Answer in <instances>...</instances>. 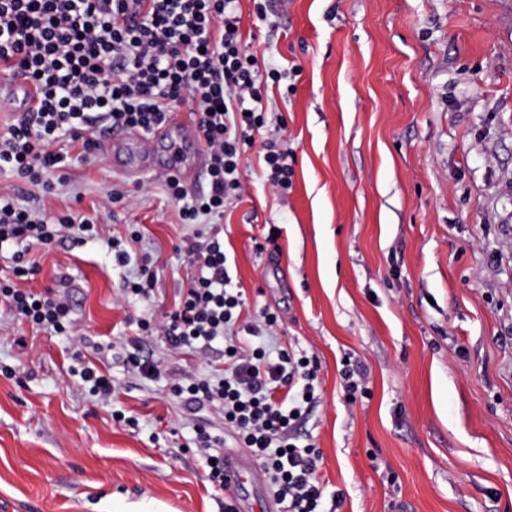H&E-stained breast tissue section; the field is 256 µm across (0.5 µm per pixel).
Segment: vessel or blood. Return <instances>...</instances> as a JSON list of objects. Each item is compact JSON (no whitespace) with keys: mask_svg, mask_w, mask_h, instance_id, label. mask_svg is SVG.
Returning <instances> with one entry per match:
<instances>
[{"mask_svg":"<svg viewBox=\"0 0 512 512\" xmlns=\"http://www.w3.org/2000/svg\"><path fill=\"white\" fill-rule=\"evenodd\" d=\"M15 112H27L34 106L33 90L23 75L11 73L0 77V105ZM167 141L173 159L167 166L170 173L189 180L205 167L206 156L200 148L197 123L193 116L169 119L153 134L145 135L134 130H115L105 137L113 172L131 178L145 170L144 160L158 141ZM249 467L242 453H231L225 461L227 486H238L247 475Z\"/></svg>","mask_w":512,"mask_h":512,"instance_id":"b4317fda","label":"vessel or blood"}]
</instances>
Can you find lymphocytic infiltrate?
Masks as SVG:
<instances>
[{"instance_id": "f902f5d3", "label": "lymphocytic infiltrate", "mask_w": 512, "mask_h": 512, "mask_svg": "<svg viewBox=\"0 0 512 512\" xmlns=\"http://www.w3.org/2000/svg\"><path fill=\"white\" fill-rule=\"evenodd\" d=\"M0 72L22 73L38 90L35 111L0 135V172L36 185L61 169L65 156L54 145L62 137L79 143L84 155L99 154V122L149 134L168 120L174 102L190 101L208 158V188L191 195L177 176L161 181L180 223L194 227L182 246L194 272L162 322L143 318L136 325L176 352L223 343V366L202 378H173L172 395L220 411L274 485L283 512H321V453L298 442V426L319 397L318 360L265 344L278 322L270 309L242 322L245 300L221 235L228 203L243 195L250 149L261 146L275 192L287 193L294 174L287 142L262 136L270 123L268 89L288 74L251 58L240 0H0ZM97 236V224L80 213L53 223L0 191V250H11L15 262L12 278L0 280V310L71 335L67 295L25 287L39 272L26 250Z\"/></svg>"}]
</instances>
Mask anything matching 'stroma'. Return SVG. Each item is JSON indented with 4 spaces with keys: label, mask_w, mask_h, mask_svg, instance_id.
Here are the masks:
<instances>
[{
    "label": "stroma",
    "mask_w": 512,
    "mask_h": 512,
    "mask_svg": "<svg viewBox=\"0 0 512 512\" xmlns=\"http://www.w3.org/2000/svg\"><path fill=\"white\" fill-rule=\"evenodd\" d=\"M241 26L252 50L300 70L289 95L269 93L294 175L273 192L249 151L224 248L243 321L270 308L278 343L320 363L301 435L321 451L325 512H512V0H286L264 23L241 0ZM56 148L66 183L47 193L0 173V187L54 217L77 209L99 236L31 250L30 287L67 283L72 335L0 317V512H263L259 466L234 489L206 480L195 427L232 448L220 415L170 393L222 346L175 353L125 323L161 319L191 278L175 251L190 229L157 179L166 152L120 181L108 155ZM131 230L141 244L113 265L107 239ZM146 255L152 297L124 302ZM131 352L158 375L134 373ZM348 358L368 399L343 393ZM85 361L111 374V401L77 376Z\"/></svg>",
    "instance_id": "stroma-1"
}]
</instances>
